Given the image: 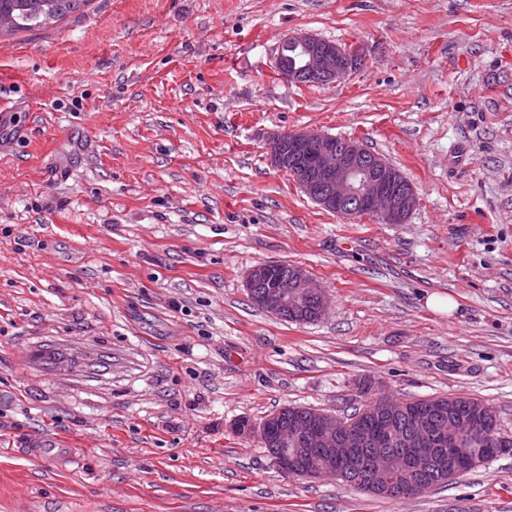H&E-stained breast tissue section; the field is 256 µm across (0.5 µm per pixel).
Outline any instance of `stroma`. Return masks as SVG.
<instances>
[{"label": "stroma", "instance_id": "obj_1", "mask_svg": "<svg viewBox=\"0 0 512 512\" xmlns=\"http://www.w3.org/2000/svg\"><path fill=\"white\" fill-rule=\"evenodd\" d=\"M301 31L361 64L286 81ZM299 129L397 166L406 223L309 199L267 151ZM264 262L328 313L253 304ZM364 376L512 436V0H90L0 36V512H512V453L388 499L236 430L353 413ZM282 263L267 262L253 267L248 274L246 288L253 297L254 303L266 312L280 316L293 311L308 300L314 299L318 305V314L324 316L328 310V301L325 291L320 284L312 278L307 271L294 266L291 273L286 276H273L264 288V292H254V288H260L258 281L281 267Z\"/></svg>", "mask_w": 512, "mask_h": 512}]
</instances>
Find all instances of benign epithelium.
Instances as JSON below:
<instances>
[{
  "label": "benign epithelium",
  "mask_w": 512,
  "mask_h": 512,
  "mask_svg": "<svg viewBox=\"0 0 512 512\" xmlns=\"http://www.w3.org/2000/svg\"><path fill=\"white\" fill-rule=\"evenodd\" d=\"M288 41L301 50L299 65L288 67L279 60L276 64L290 82H335L354 70L360 59L358 48L350 51L312 33H295ZM268 151L274 166L288 169L302 191L325 210L351 216L364 209L386 224H403L417 204L413 186L402 173L358 141L301 129L274 134ZM279 267L267 262L249 271L246 288L254 303L279 316L313 299L318 314L325 315L328 301L320 284L300 266L286 276H270ZM391 404L392 400L381 399V415L371 429H354L343 417L313 410L298 421L276 412L252 432L262 441L272 434L279 446H294L291 453L276 457L285 474L296 475L302 459L325 452L322 474H354L396 498L423 492L417 481L392 480L399 469L420 476L437 471L442 477H453L475 463L467 443V437L480 427L475 414L429 411L414 426L402 428L388 414Z\"/></svg>",
  "instance_id": "1"
}]
</instances>
